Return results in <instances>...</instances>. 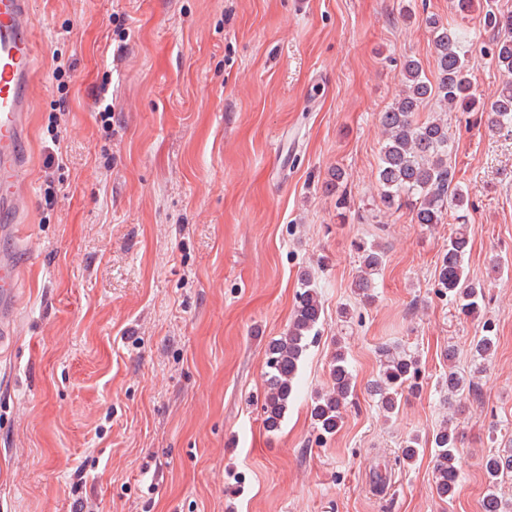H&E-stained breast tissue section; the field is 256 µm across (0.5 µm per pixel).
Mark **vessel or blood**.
Instances as JSON below:
<instances>
[{
	"label": "vessel or blood",
	"mask_w": 512,
	"mask_h": 512,
	"mask_svg": "<svg viewBox=\"0 0 512 512\" xmlns=\"http://www.w3.org/2000/svg\"><path fill=\"white\" fill-rule=\"evenodd\" d=\"M30 0H0V344L13 333L18 316L20 279L27 253L19 245L28 208L21 179L28 166L31 86L38 58L32 37Z\"/></svg>",
	"instance_id": "1"
}]
</instances>
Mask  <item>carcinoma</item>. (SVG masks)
Wrapping results in <instances>:
<instances>
[{
	"mask_svg": "<svg viewBox=\"0 0 512 512\" xmlns=\"http://www.w3.org/2000/svg\"><path fill=\"white\" fill-rule=\"evenodd\" d=\"M436 53L437 75L430 81L423 73L421 62L413 57L404 60L402 94L384 112L379 120L384 128L385 141L381 149L378 183L383 202L392 207L413 206L417 224H445L448 213H454L456 227L448 236L438 269V287L450 294L461 313L475 315L485 307V282L474 280L465 270L464 258L469 245L467 224L461 222L459 212L469 206L463 190L453 184L454 170L448 163L451 141L448 122L441 118L420 121L416 114L427 102L433 101L449 112H485L493 128L512 127V15L488 13L485 25L493 31L488 46L492 56L505 73L506 81L500 95L486 105L476 97L471 82L473 64L465 49L461 31L428 18ZM360 259V275L355 287L366 300L372 299L370 288L374 276L385 261L384 249L375 242L359 240L354 243ZM322 305L308 271L301 273V291L285 336L269 345L266 361L268 393L262 404L263 422L267 429L280 427L289 402L298 391L297 376L301 356L317 332ZM496 348V339L483 335L473 343L477 359L485 360ZM382 371L373 388L381 407L393 412L405 388L419 389L420 369L417 359L394 348L379 349ZM332 389L318 394L313 401L311 417L324 434L332 435L340 428L343 414L352 403L353 383L346 355L338 350L330 362ZM442 384L448 387V405L463 396L474 385L472 379L448 369ZM459 432L448 423L436 430L432 437L406 439L401 461L412 462L419 448L436 449L434 483L442 498L454 495L459 482L455 465ZM489 480L484 499V512H506L508 504L498 495V479L512 471V455L490 456L484 461Z\"/></svg>",
	"mask_w": 512,
	"mask_h": 512,
	"instance_id": "obj_1",
	"label": "carcinoma"
}]
</instances>
